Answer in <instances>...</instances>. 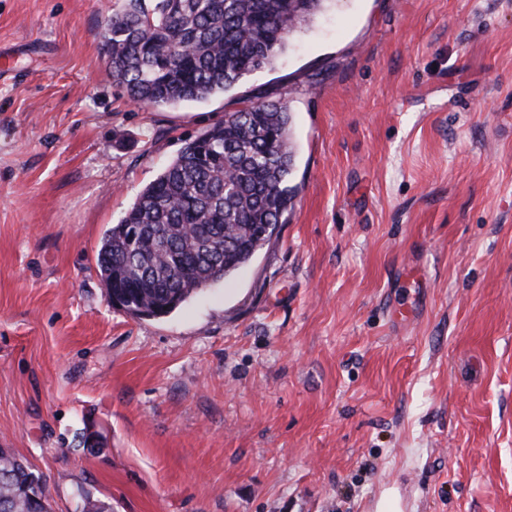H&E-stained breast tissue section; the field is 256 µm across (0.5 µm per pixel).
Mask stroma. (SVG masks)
<instances>
[{
    "instance_id": "35a3bbf8",
    "label": "stroma",
    "mask_w": 512,
    "mask_h": 512,
    "mask_svg": "<svg viewBox=\"0 0 512 512\" xmlns=\"http://www.w3.org/2000/svg\"><path fill=\"white\" fill-rule=\"evenodd\" d=\"M118 7L0 0V448L51 512H512V0H326L171 107L113 79ZM263 96L287 223L166 317L113 305L107 230Z\"/></svg>"
}]
</instances>
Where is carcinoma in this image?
<instances>
[{"mask_svg": "<svg viewBox=\"0 0 512 512\" xmlns=\"http://www.w3.org/2000/svg\"><path fill=\"white\" fill-rule=\"evenodd\" d=\"M104 28L113 78L153 107L198 102L274 64L287 38L324 0H121ZM288 100L259 99L189 140L112 225L97 254L126 310L163 318L232 275L270 241L294 197ZM224 240V258L210 251ZM188 266L175 272L174 260ZM0 512H29L18 479L33 475L0 448Z\"/></svg>", "mask_w": 512, "mask_h": 512, "instance_id": "carcinoma-1", "label": "carcinoma"}]
</instances>
